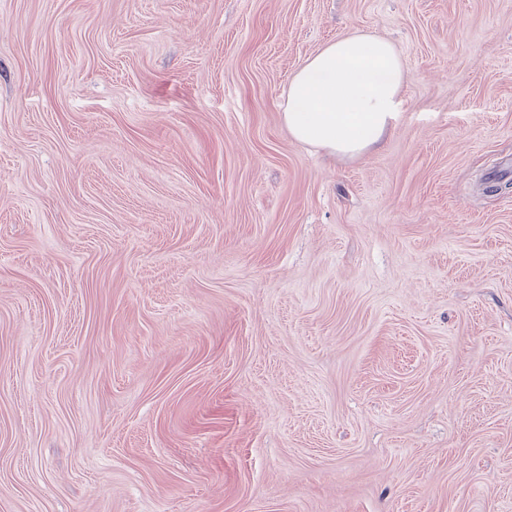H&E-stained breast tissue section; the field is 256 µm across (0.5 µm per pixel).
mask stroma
<instances>
[{
    "label": "stroma",
    "mask_w": 512,
    "mask_h": 512,
    "mask_svg": "<svg viewBox=\"0 0 512 512\" xmlns=\"http://www.w3.org/2000/svg\"><path fill=\"white\" fill-rule=\"evenodd\" d=\"M406 85L296 141L351 30ZM512 0H0V512H512ZM405 72L384 38L351 31L306 59L281 102L288 132L340 157L379 146L396 127Z\"/></svg>",
    "instance_id": "obj_1"
}]
</instances>
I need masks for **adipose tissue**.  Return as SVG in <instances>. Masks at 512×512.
<instances>
[{"label": "adipose tissue", "instance_id": "1", "mask_svg": "<svg viewBox=\"0 0 512 512\" xmlns=\"http://www.w3.org/2000/svg\"><path fill=\"white\" fill-rule=\"evenodd\" d=\"M405 81L401 59L386 39L353 31L295 70L280 104L282 117L296 140L357 157L394 130Z\"/></svg>", "mask_w": 512, "mask_h": 512}]
</instances>
